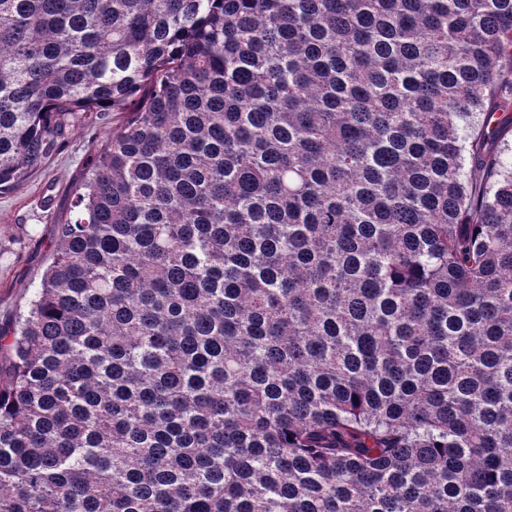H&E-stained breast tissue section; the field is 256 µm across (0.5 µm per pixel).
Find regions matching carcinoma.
<instances>
[{"label":"carcinoma","mask_w":512,"mask_h":512,"mask_svg":"<svg viewBox=\"0 0 512 512\" xmlns=\"http://www.w3.org/2000/svg\"><path fill=\"white\" fill-rule=\"evenodd\" d=\"M105 111L0 512H512V0H0V192Z\"/></svg>","instance_id":"carcinoma-1"}]
</instances>
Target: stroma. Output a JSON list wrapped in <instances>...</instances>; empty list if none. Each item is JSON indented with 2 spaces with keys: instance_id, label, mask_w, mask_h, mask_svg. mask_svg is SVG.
I'll use <instances>...</instances> for the list:
<instances>
[{
  "instance_id": "1",
  "label": "stroma",
  "mask_w": 512,
  "mask_h": 512,
  "mask_svg": "<svg viewBox=\"0 0 512 512\" xmlns=\"http://www.w3.org/2000/svg\"><path fill=\"white\" fill-rule=\"evenodd\" d=\"M122 121L117 112L77 113L62 147L25 181L0 193V325L29 301L49 264L56 228L73 215L87 163Z\"/></svg>"
}]
</instances>
